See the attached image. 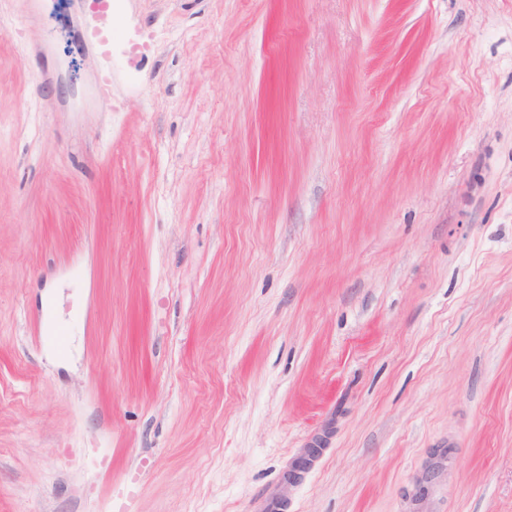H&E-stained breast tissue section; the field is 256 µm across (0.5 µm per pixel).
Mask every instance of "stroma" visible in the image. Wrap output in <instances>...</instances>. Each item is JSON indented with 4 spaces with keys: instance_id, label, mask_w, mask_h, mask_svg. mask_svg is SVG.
<instances>
[{
    "instance_id": "stroma-1",
    "label": "stroma",
    "mask_w": 512,
    "mask_h": 512,
    "mask_svg": "<svg viewBox=\"0 0 512 512\" xmlns=\"http://www.w3.org/2000/svg\"><path fill=\"white\" fill-rule=\"evenodd\" d=\"M86 15L0 0V512H512V0Z\"/></svg>"
}]
</instances>
